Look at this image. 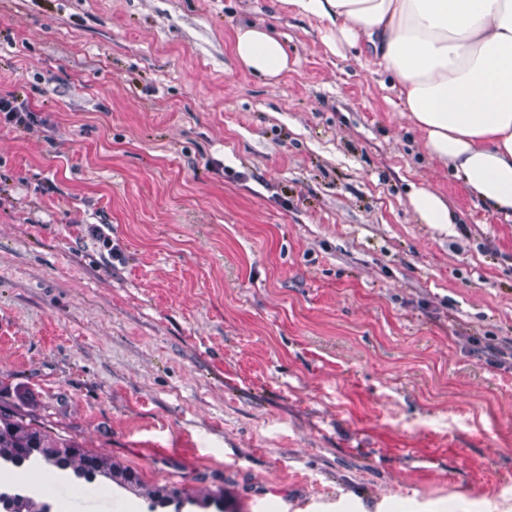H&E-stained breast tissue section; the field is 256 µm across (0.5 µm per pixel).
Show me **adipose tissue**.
Listing matches in <instances>:
<instances>
[{"label":"adipose tissue","mask_w":512,"mask_h":512,"mask_svg":"<svg viewBox=\"0 0 512 512\" xmlns=\"http://www.w3.org/2000/svg\"><path fill=\"white\" fill-rule=\"evenodd\" d=\"M319 20L331 52L390 73L403 111L477 198L512 219V0H289ZM241 65L268 82L289 69L267 30L237 29Z\"/></svg>","instance_id":"ef3b65f1"}]
</instances>
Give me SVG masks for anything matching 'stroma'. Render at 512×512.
<instances>
[{"label":"stroma","instance_id":"1","mask_svg":"<svg viewBox=\"0 0 512 512\" xmlns=\"http://www.w3.org/2000/svg\"><path fill=\"white\" fill-rule=\"evenodd\" d=\"M392 83L285 0H0V96L38 115L0 124V404L140 476L35 505L512 512V365L474 344H512V222ZM234 53L241 65L252 73L277 82L288 72V53L282 42L258 26L238 28ZM415 210L426 224L455 223L454 212L443 199L426 188H416L411 198Z\"/></svg>","mask_w":512,"mask_h":512}]
</instances>
